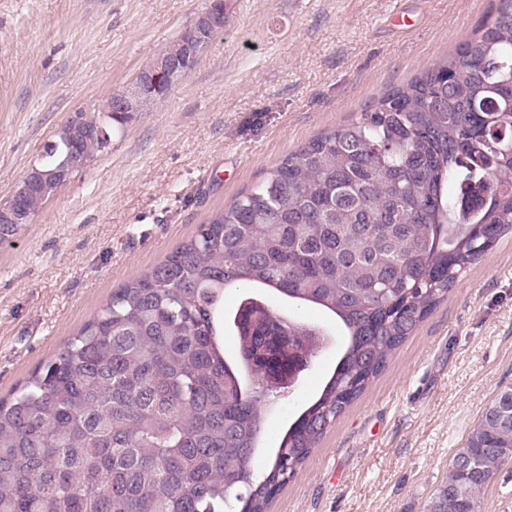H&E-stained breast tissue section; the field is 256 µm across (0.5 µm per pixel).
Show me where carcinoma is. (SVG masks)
<instances>
[{
    "label": "carcinoma",
    "mask_w": 512,
    "mask_h": 512,
    "mask_svg": "<svg viewBox=\"0 0 512 512\" xmlns=\"http://www.w3.org/2000/svg\"><path fill=\"white\" fill-rule=\"evenodd\" d=\"M87 160L127 125L81 112ZM68 149L61 136L38 168ZM37 189L22 199L38 216ZM512 227V0L454 52L269 170L153 270L125 283L46 366L0 399V512H267L273 495L465 269ZM260 285L333 313L349 343L271 466L252 448L291 386L288 345L312 325L245 297L218 336L224 293ZM454 458L428 512H479L512 462V386ZM241 295L235 290H228L224 294V336H218L224 349V358L231 362L237 356L236 336L231 330L230 320L241 301Z\"/></svg>",
    "instance_id": "obj_1"
}]
</instances>
